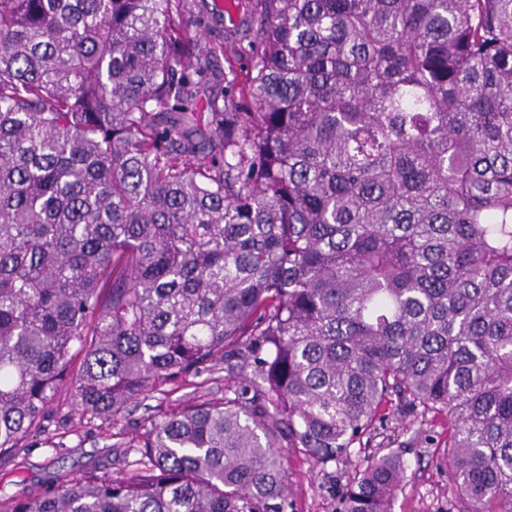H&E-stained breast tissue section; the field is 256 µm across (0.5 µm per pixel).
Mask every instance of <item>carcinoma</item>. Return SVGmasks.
<instances>
[{
  "mask_svg": "<svg viewBox=\"0 0 512 512\" xmlns=\"http://www.w3.org/2000/svg\"><path fill=\"white\" fill-rule=\"evenodd\" d=\"M235 7L207 49L203 0H0V455L64 390L116 426L250 370L133 474L0 512H284V448L336 461L393 396L448 417L457 512H512V0ZM406 470L367 457L335 512H391Z\"/></svg>",
  "mask_w": 512,
  "mask_h": 512,
  "instance_id": "1",
  "label": "carcinoma"
}]
</instances>
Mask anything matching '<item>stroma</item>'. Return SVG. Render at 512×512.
<instances>
[{
    "label": "stroma",
    "instance_id": "35a3bbf8",
    "mask_svg": "<svg viewBox=\"0 0 512 512\" xmlns=\"http://www.w3.org/2000/svg\"><path fill=\"white\" fill-rule=\"evenodd\" d=\"M244 385L232 371L229 360L210 371L190 376L164 390H149L143 400L130 406L119 426L81 418L66 408L52 414L45 432L30 438L13 456L0 457V493L16 496L50 482L60 473L75 474L91 462L106 464L112 475L124 477L136 468L137 452L129 450L150 418L181 408L199 395L223 397L225 391ZM448 421L438 415L414 427L411 418L387 402L374 430L354 444L347 460L317 465L306 450L286 451L283 465L288 472L285 512H335L336 496L349 474L361 461L381 448H403L406 476L392 512H454V495L443 458Z\"/></svg>",
    "mask_w": 512,
    "mask_h": 512
}]
</instances>
